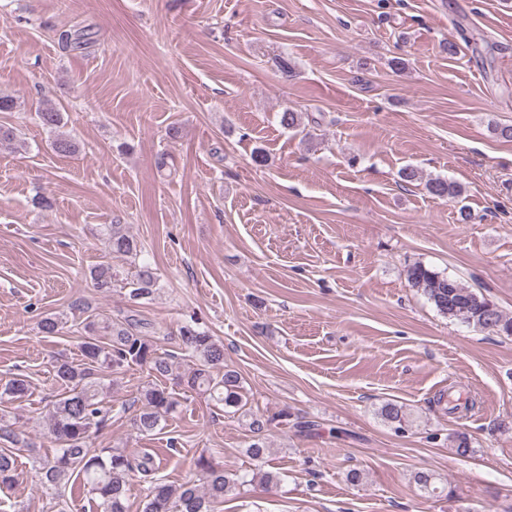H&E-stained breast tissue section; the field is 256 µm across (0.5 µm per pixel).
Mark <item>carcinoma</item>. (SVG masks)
<instances>
[{
    "label": "carcinoma",
    "mask_w": 512,
    "mask_h": 512,
    "mask_svg": "<svg viewBox=\"0 0 512 512\" xmlns=\"http://www.w3.org/2000/svg\"><path fill=\"white\" fill-rule=\"evenodd\" d=\"M59 40L63 46L73 49H81L87 42L85 34L77 31H65ZM38 117L53 133L50 148L54 152L60 155L76 152V142L59 131L62 116L55 105L44 104ZM426 189L432 196L442 199H456L464 192L461 184L439 177L429 179ZM107 240L112 252L121 256L136 257L143 250L141 241L124 232L119 224L107 228ZM89 276L96 288L106 292L118 280L119 274L110 265H100L91 268ZM406 276L409 286L421 292L441 315L476 328L512 335V317L458 279L420 262L410 265ZM157 281L153 269L147 264L142 265L133 279L126 282L130 288L129 298L136 301L151 297L157 290ZM65 324L63 314L53 313L41 319L40 328L43 333L54 335ZM85 331L87 336L80 345V361L61 359L53 365L56 378L68 391L55 402L48 423V433L57 448L52 455L35 460L43 483L54 488L65 487L72 476L78 474L88 492L100 500L98 508L101 512H127L130 479L136 474L149 483L142 512H213L214 505L232 491L256 481L265 486L280 483L279 473L264 469L268 452L263 437L265 423L257 417L250 423L253 436L248 445L257 468L249 476L230 473L202 453L193 462L199 481L190 479L173 486L151 480L154 459L145 450L132 455L121 448L88 446L90 429L107 421V412L99 400L104 380L112 376V372L133 364L147 366L154 374L167 377L172 372L173 355L159 354L156 341L148 335L146 326L129 317L90 321L86 323ZM180 339L189 356L198 361L197 368L187 375L185 386L224 406L226 413L231 409L236 412L243 409L247 402L238 372L226 368L219 377L212 373L213 368L224 363V346L195 317L180 327ZM28 390L26 377L17 374L0 386V400L5 396L22 399ZM133 404L139 410L137 430L149 434L176 410L178 401L167 388L155 383L142 389ZM380 415L396 425V430L405 429L406 415L401 406L388 402L381 407ZM15 461L11 449L0 448V483L13 480Z\"/></svg>",
    "instance_id": "carcinoma-1"
}]
</instances>
